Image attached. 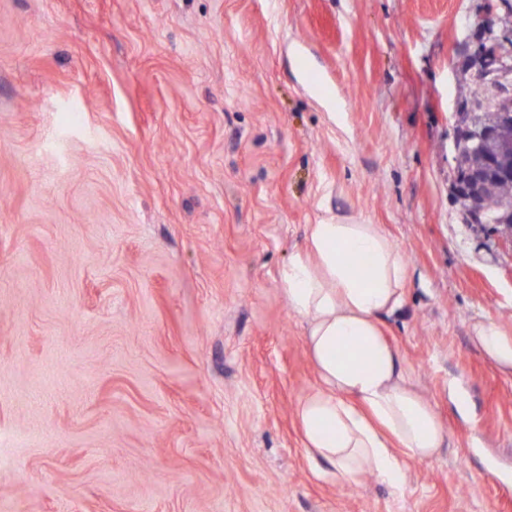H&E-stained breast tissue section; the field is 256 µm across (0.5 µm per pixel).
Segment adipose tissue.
Masks as SVG:
<instances>
[{
    "label": "adipose tissue",
    "mask_w": 512,
    "mask_h": 512,
    "mask_svg": "<svg viewBox=\"0 0 512 512\" xmlns=\"http://www.w3.org/2000/svg\"><path fill=\"white\" fill-rule=\"evenodd\" d=\"M355 253L370 261L364 272L347 261ZM406 280L398 248L374 224L310 225L280 273L317 373L316 388L297 407L303 446L338 479L370 472L402 488L404 459H432L447 441L381 330L382 315L400 306ZM472 340L502 372H512V338L496 321L475 323Z\"/></svg>",
    "instance_id": "ef3b65f1"
}]
</instances>
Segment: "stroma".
<instances>
[{
	"label": "stroma",
	"mask_w": 512,
	"mask_h": 512,
	"mask_svg": "<svg viewBox=\"0 0 512 512\" xmlns=\"http://www.w3.org/2000/svg\"><path fill=\"white\" fill-rule=\"evenodd\" d=\"M483 0H0V512H512V253L462 223L449 114ZM375 224L449 433L394 489L302 444L280 272ZM472 340L503 373L512 372V338L502 333L496 321L486 319L475 323Z\"/></svg>",
	"instance_id": "1"
}]
</instances>
